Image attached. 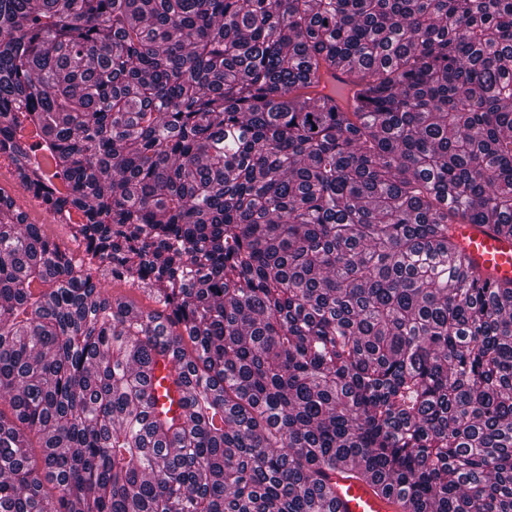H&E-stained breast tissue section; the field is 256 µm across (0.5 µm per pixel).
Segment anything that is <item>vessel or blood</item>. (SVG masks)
<instances>
[{
  "mask_svg": "<svg viewBox=\"0 0 512 512\" xmlns=\"http://www.w3.org/2000/svg\"><path fill=\"white\" fill-rule=\"evenodd\" d=\"M451 232L481 269L500 280L512 278V240L496 237L482 224H455ZM150 383L156 395L168 394L176 401L184 395L164 360L156 361ZM336 512H402V505L397 498L377 494L370 484L343 469L336 474Z\"/></svg>",
  "mask_w": 512,
  "mask_h": 512,
  "instance_id": "1",
  "label": "vessel or blood"
}]
</instances>
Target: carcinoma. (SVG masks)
Segmentation results:
<instances>
[{
    "mask_svg": "<svg viewBox=\"0 0 512 512\" xmlns=\"http://www.w3.org/2000/svg\"><path fill=\"white\" fill-rule=\"evenodd\" d=\"M0 156V512H512V0H0ZM451 232L481 269L499 280L512 278V240L497 238L486 224H453ZM107 288L114 296L125 298L134 303L138 308L147 310L155 308L148 293L141 288L130 287L122 282L112 281L111 275H106ZM166 363V361L159 357L155 366H153L152 376L150 379L152 388L155 389V394L159 400L158 405L155 407L157 412H159L163 404H165V407L169 406L168 398L164 397L165 389L168 390V394L171 395V398H173L175 403H177V401L184 395V389L182 387H178L173 381V376L170 374L171 365H166ZM336 512H401L399 499L387 498L374 488L342 469L336 472Z\"/></svg>",
    "mask_w": 512,
    "mask_h": 512,
    "instance_id": "carcinoma-1",
    "label": "carcinoma"
}]
</instances>
